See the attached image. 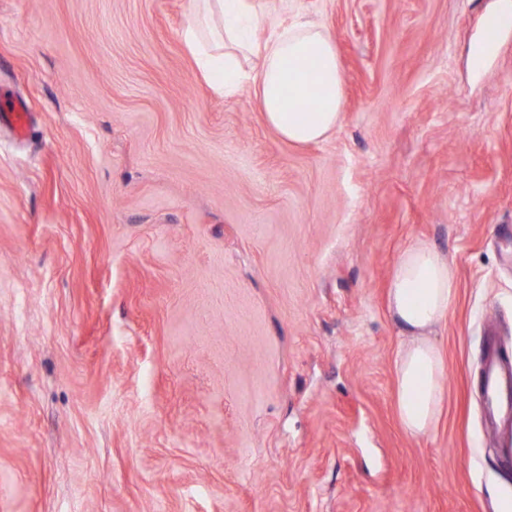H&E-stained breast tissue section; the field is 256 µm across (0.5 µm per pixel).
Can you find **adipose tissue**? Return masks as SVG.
Returning a JSON list of instances; mask_svg holds the SVG:
<instances>
[{
    "mask_svg": "<svg viewBox=\"0 0 512 512\" xmlns=\"http://www.w3.org/2000/svg\"><path fill=\"white\" fill-rule=\"evenodd\" d=\"M271 14L258 0H189L181 39L206 85L218 95L248 82L255 105L278 135L294 144L325 138L340 122L344 99L337 46L323 25L299 17L260 40ZM456 297L452 264L434 247L405 248L388 284L391 314L411 341L396 360L397 412L414 436L435 426L444 365L429 336Z\"/></svg>",
    "mask_w": 512,
    "mask_h": 512,
    "instance_id": "1",
    "label": "adipose tissue"
}]
</instances>
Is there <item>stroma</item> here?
I'll use <instances>...</instances> for the list:
<instances>
[{
	"instance_id": "obj_1",
	"label": "stroma",
	"mask_w": 512,
	"mask_h": 512,
	"mask_svg": "<svg viewBox=\"0 0 512 512\" xmlns=\"http://www.w3.org/2000/svg\"><path fill=\"white\" fill-rule=\"evenodd\" d=\"M497 0H265L336 41L344 111L293 144L218 96L188 0H0V512H499L512 431V27ZM438 248L435 429L399 420L387 288ZM500 1V8L486 18L485 35L488 42L479 51L484 52L489 49L491 42L496 38L498 31L504 27L512 25V2L510 0ZM484 398L491 421L497 422L503 415L512 423V365L500 360L495 351L489 350L485 363Z\"/></svg>"
}]
</instances>
